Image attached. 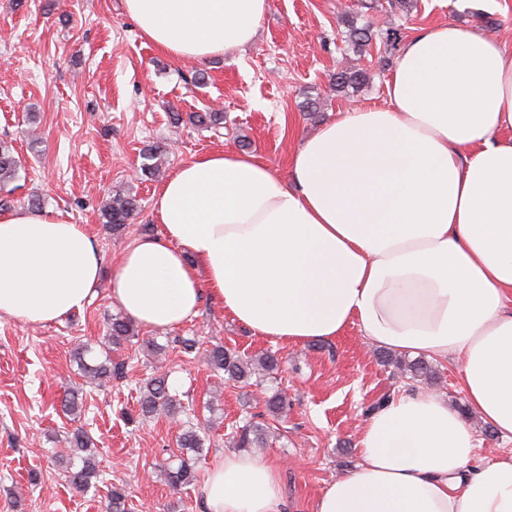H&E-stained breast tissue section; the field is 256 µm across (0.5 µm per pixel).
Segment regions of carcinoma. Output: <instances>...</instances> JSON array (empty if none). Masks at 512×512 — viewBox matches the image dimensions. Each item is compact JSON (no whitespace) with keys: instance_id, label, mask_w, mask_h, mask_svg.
Returning a JSON list of instances; mask_svg holds the SVG:
<instances>
[{"instance_id":"cac0c4a2","label":"carcinoma","mask_w":512,"mask_h":512,"mask_svg":"<svg viewBox=\"0 0 512 512\" xmlns=\"http://www.w3.org/2000/svg\"><path fill=\"white\" fill-rule=\"evenodd\" d=\"M375 33L370 26H353L349 29L348 39L350 43L362 50L372 43ZM369 74L362 68L343 67L336 70L331 80L330 88L341 93L348 88H359L367 83ZM174 126L181 125L184 121L202 127L218 130L224 127V113L216 111L193 112L188 119H183L179 113L171 116ZM166 154V148L162 145H153L147 148L143 154L141 171L145 175H151L158 170L161 159ZM20 161L14 155L6 142L0 143V190L18 178ZM140 210L137 197L128 191H117L109 196L102 210V216L113 232L119 233L133 223L134 217ZM135 336V322L121 314L112 316L107 326V340L100 342L101 346L108 347L119 344ZM95 353V348L90 343H85L77 348V355L81 363L82 376L90 384L100 385L112 379L125 377L129 363L125 360L112 361L110 352H105V358L101 361L94 360L89 364L85 358ZM209 365L216 371L224 372L227 379L239 381L250 378L256 374H269L277 369L279 359L271 352L244 358L236 351L222 345H216L208 351ZM399 372L409 375L414 379L426 380L433 375L430 364L422 359H388ZM176 399L170 394L166 377L154 375L147 382L143 393L139 398L138 417L146 418L164 413L172 415L176 413ZM268 427L257 423H249L233 435V442L238 448H265L269 445ZM70 444L80 454L70 459L66 472L68 481L78 490H86L91 486L92 480L99 476L97 464V451L93 450L92 438L83 430L76 429L70 439ZM178 446L183 450L196 451L203 446L202 439L197 430L190 426L182 431L178 439ZM167 484L178 490L195 484L198 481V471L193 465L192 459L182 457L177 465H169L164 470ZM108 512H126V491L120 486L112 487L110 499L107 505Z\"/></svg>"}]
</instances>
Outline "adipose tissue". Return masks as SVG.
Wrapping results in <instances>:
<instances>
[{"instance_id": "1", "label": "adipose tissue", "mask_w": 512, "mask_h": 512, "mask_svg": "<svg viewBox=\"0 0 512 512\" xmlns=\"http://www.w3.org/2000/svg\"><path fill=\"white\" fill-rule=\"evenodd\" d=\"M142 35L205 62L251 43L267 0H124ZM387 103L350 109L288 156L291 181L233 149L182 163L163 184L157 236L112 270V297L153 330L204 295L252 334L284 344L357 326L379 348L455 358L472 411L512 441V52L453 24L403 46ZM103 258L52 210L0 213V315L33 324L83 308ZM476 434L422 390L368 415L359 463L315 512H512V458L473 466ZM209 512H277L274 467L217 461Z\"/></svg>"}]
</instances>
